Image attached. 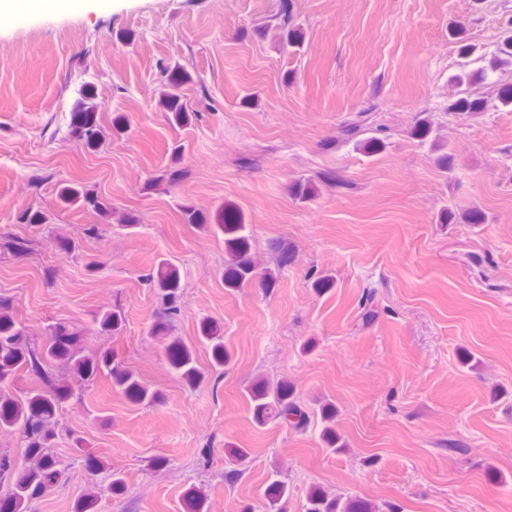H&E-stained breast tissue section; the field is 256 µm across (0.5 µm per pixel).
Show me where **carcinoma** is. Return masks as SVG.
<instances>
[{"label":"carcinoma","instance_id":"1","mask_svg":"<svg viewBox=\"0 0 512 512\" xmlns=\"http://www.w3.org/2000/svg\"><path fill=\"white\" fill-rule=\"evenodd\" d=\"M290 16L283 12L280 27L286 30L281 36L283 49L298 51L301 37L297 30L289 28ZM512 65V34L503 38L497 52L490 59L488 68L476 71H463L454 75L459 84H470L486 77L487 70ZM164 83L159 93L158 106L173 114L176 121L184 123L189 112L181 102V89L188 76L178 69L164 67ZM98 103L94 94L87 91L77 101L73 117V133L79 141L89 148L97 147L104 134L95 119ZM385 128H372L363 112L344 122L341 137L355 147L368 151L380 149L384 141L380 135ZM61 201L67 205H82L102 210L104 206L96 197L68 186L61 192ZM224 230L225 244L229 250V259L224 270V283L230 288H246L256 278V264L251 257V245L245 234L246 227L241 224L237 211L226 208L217 217ZM148 281L157 289L165 302V317L156 326L159 336L169 335L170 323L181 313L177 304L180 281L176 269L162 260L154 272L148 274ZM10 300L0 297V384L21 371L46 376L44 363L59 362L70 367L83 382L96 379L100 375L110 378L112 386L138 404H151L158 399V393L144 385L132 372L126 370L115 360L112 353L85 355L77 344V336L69 333L66 339L55 334L53 343L37 354L27 341L23 329L10 315ZM100 330L115 335L122 330L124 317L117 310H106L97 318ZM201 339L208 343L213 354L214 367H222L229 361V353L224 349V337L211 325L203 324ZM170 366L187 383L196 385L205 378L197 366L193 354L181 340L174 338L166 347ZM73 395V387L61 385L52 390H31L26 396L17 399L0 389V434H16L25 448L24 459L17 462L6 455L0 456V482L10 486L4 512H27L29 503L42 491L57 485L62 479L60 462L52 450L56 435L57 410ZM248 396L256 423L263 424L269 418L280 420L286 426L302 431L311 422L310 413L296 400L292 388L281 381L270 383L259 380L248 390ZM288 502V487L278 481L270 486L265 512H284ZM305 512H376V507L365 500L343 499L337 495L314 487L307 496Z\"/></svg>","mask_w":512,"mask_h":512}]
</instances>
